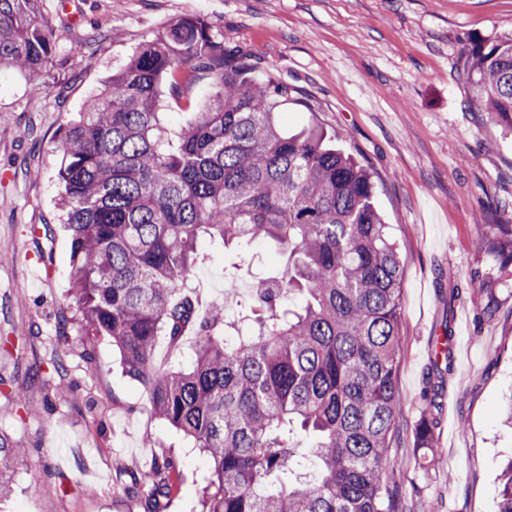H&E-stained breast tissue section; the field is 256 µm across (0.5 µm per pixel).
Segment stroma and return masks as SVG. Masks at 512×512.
<instances>
[{
    "mask_svg": "<svg viewBox=\"0 0 512 512\" xmlns=\"http://www.w3.org/2000/svg\"><path fill=\"white\" fill-rule=\"evenodd\" d=\"M59 33L51 77L0 72V377L23 394L0 397V431L27 454L0 512H199L211 478L206 454L150 410L142 387L123 374L111 343L99 341L96 369L78 357L73 402L47 401L30 383L50 356L70 286L54 138L113 70L171 22L202 16L245 50L260 70L296 93L281 114L284 131L317 126L373 174L376 205L403 260L402 397L384 480L399 512H497L503 465L512 459V265L478 246L481 224H512V136L472 104L460 74L463 50L512 37V0H44ZM94 31L106 38L81 47ZM51 237H44L43 227ZM194 272L206 301L223 303L228 279L251 289L286 257L261 242L224 252L202 240ZM463 295L449 303L450 289ZM455 336L450 374L429 378L438 336ZM438 402L428 463L415 444L426 410ZM156 445L144 447L145 435ZM174 459L179 480L146 505L116 461L147 469Z\"/></svg>",
    "mask_w": 512,
    "mask_h": 512,
    "instance_id": "stroma-1",
    "label": "stroma"
}]
</instances>
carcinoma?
Listing matches in <instances>:
<instances>
[{
  "label": "carcinoma",
  "mask_w": 512,
  "mask_h": 512,
  "mask_svg": "<svg viewBox=\"0 0 512 512\" xmlns=\"http://www.w3.org/2000/svg\"><path fill=\"white\" fill-rule=\"evenodd\" d=\"M58 43L43 0H0V70L44 75ZM212 82L188 119L164 120L163 85ZM461 74L474 104L512 132V38L477 43ZM293 88L260 73L201 17L181 18L147 41L66 122L55 141L71 235L63 345L74 322L79 355L97 366L107 339L155 415L211 459L201 512H395L382 481L402 399L403 266L376 204L370 171L310 127L283 131L276 114ZM232 250L272 242L281 274L254 276L250 302L196 322L193 281L203 237ZM481 245L512 264V224ZM290 295L301 303L284 306ZM197 326L194 360L182 363ZM166 337L169 361L155 363ZM48 397L75 391L67 354L51 353ZM433 420L416 446L435 458ZM23 449L0 432V497L13 492ZM173 463L132 484L147 499L170 495ZM498 512H512V461Z\"/></svg>",
  "instance_id": "obj_1"
}]
</instances>
